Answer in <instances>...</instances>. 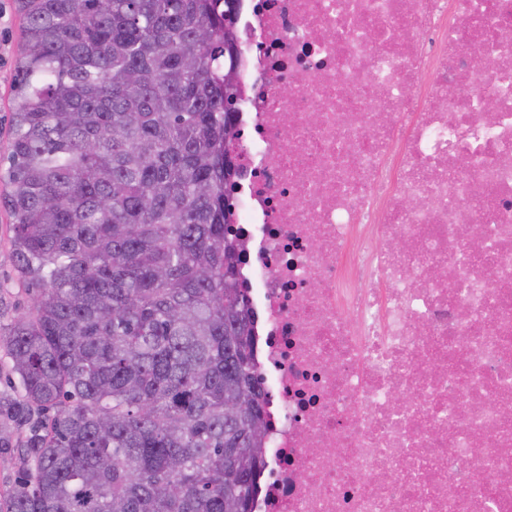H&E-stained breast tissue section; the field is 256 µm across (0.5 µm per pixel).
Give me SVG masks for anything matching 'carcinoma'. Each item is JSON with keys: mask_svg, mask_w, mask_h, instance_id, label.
Returning <instances> with one entry per match:
<instances>
[{"mask_svg": "<svg viewBox=\"0 0 512 512\" xmlns=\"http://www.w3.org/2000/svg\"><path fill=\"white\" fill-rule=\"evenodd\" d=\"M226 0H14L0 512H250L266 428L227 236ZM242 400L247 408L227 414ZM10 220L0 208V333L6 334L13 320L27 309V295L18 281L10 247ZM24 471L22 456L17 451L0 454V491L14 484Z\"/></svg>", "mask_w": 512, "mask_h": 512, "instance_id": "cac0c4a2", "label": "carcinoma"}]
</instances>
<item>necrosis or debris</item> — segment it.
<instances>
[{
  "label": "necrosis or debris",
  "instance_id": "1",
  "mask_svg": "<svg viewBox=\"0 0 512 512\" xmlns=\"http://www.w3.org/2000/svg\"><path fill=\"white\" fill-rule=\"evenodd\" d=\"M237 32L252 512H512V0H241Z\"/></svg>",
  "mask_w": 512,
  "mask_h": 512
}]
</instances>
